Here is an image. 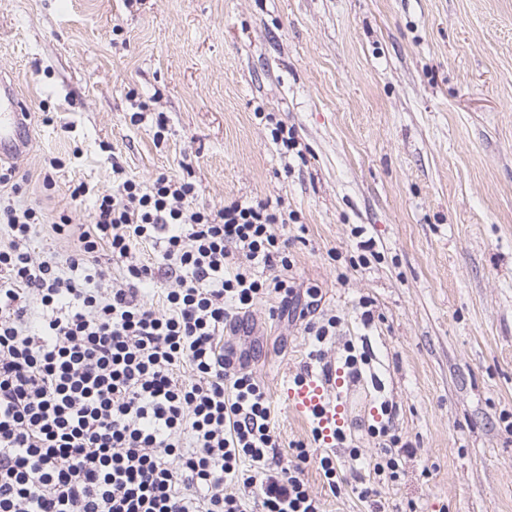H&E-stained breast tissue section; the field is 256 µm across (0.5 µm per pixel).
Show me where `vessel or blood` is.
<instances>
[{"instance_id":"vessel-or-blood-1","label":"vessel or blood","mask_w":512,"mask_h":512,"mask_svg":"<svg viewBox=\"0 0 512 512\" xmlns=\"http://www.w3.org/2000/svg\"><path fill=\"white\" fill-rule=\"evenodd\" d=\"M29 110L13 83L0 76V157L15 158L27 147ZM287 402L291 410L309 422L322 444L335 443L346 423V405L342 392L332 379L313 372L288 384Z\"/></svg>"}]
</instances>
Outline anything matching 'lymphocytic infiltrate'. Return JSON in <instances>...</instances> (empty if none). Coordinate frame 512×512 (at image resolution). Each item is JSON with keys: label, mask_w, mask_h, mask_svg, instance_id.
Listing matches in <instances>:
<instances>
[{"label": "lymphocytic infiltrate", "mask_w": 512, "mask_h": 512, "mask_svg": "<svg viewBox=\"0 0 512 512\" xmlns=\"http://www.w3.org/2000/svg\"><path fill=\"white\" fill-rule=\"evenodd\" d=\"M90 193L91 223L50 226L72 245L63 259L33 257L42 215L0 200V512H245L228 484L252 489L262 512H321L307 444L271 466L267 391L224 344L273 295L316 340L336 330V317L309 321L316 290L295 297L279 207L200 206L195 182L162 172L144 184L118 165L111 189L82 183L70 197ZM102 256L123 264L108 289ZM160 269L175 281L161 312L144 300ZM374 433L372 470L395 483L400 439L385 423Z\"/></svg>", "instance_id": "obj_1"}]
</instances>
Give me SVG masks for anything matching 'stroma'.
<instances>
[{
  "label": "stroma",
  "mask_w": 512,
  "mask_h": 512,
  "mask_svg": "<svg viewBox=\"0 0 512 512\" xmlns=\"http://www.w3.org/2000/svg\"><path fill=\"white\" fill-rule=\"evenodd\" d=\"M0 73L34 114L12 162L19 204L90 223L93 198L70 191L111 188L117 164L143 183L192 174L211 207L298 215L279 230L288 277L341 320L325 362L369 357L331 450L339 494L283 391L321 370L304 321L264 298L224 341L249 352L281 454L311 445L322 512H370L364 486L386 512H512V0H0ZM264 112L300 153L281 152ZM383 405L408 447L389 485L367 467Z\"/></svg>",
  "instance_id": "stroma-1"
}]
</instances>
